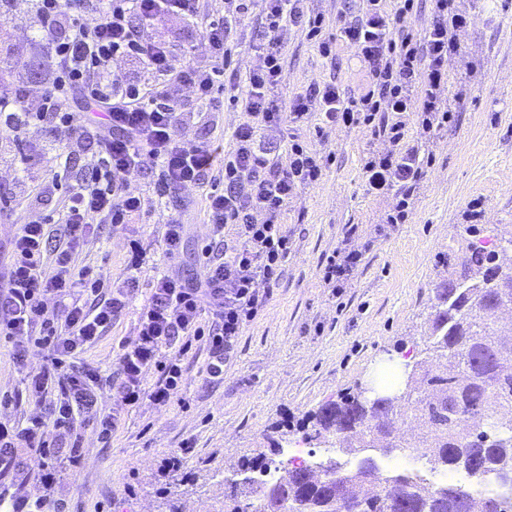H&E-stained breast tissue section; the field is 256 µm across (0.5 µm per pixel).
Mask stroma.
Listing matches in <instances>:
<instances>
[{
	"mask_svg": "<svg viewBox=\"0 0 512 512\" xmlns=\"http://www.w3.org/2000/svg\"><path fill=\"white\" fill-rule=\"evenodd\" d=\"M223 6L224 0H200V21L170 16L146 35L175 44L179 60L209 68L201 21ZM470 8L473 23L458 35L459 50L448 59L442 91L456 121L435 140L436 162L420 184L411 220L383 223L394 196L374 197L365 189L362 158L367 149L384 147L370 130L341 128L322 136L314 123L300 122L271 133L267 147L281 165L290 162L288 141L295 135L320 157L323 175L288 205L284 222L292 253L264 312L244 329L223 378L206 376L203 342L181 357L162 351L161 360L180 361L177 400L159 407L145 399L125 408L121 428L107 442L86 425L75 466L63 451L66 433L51 431L57 452L30 457L25 468L11 470L6 483L37 496L39 476L51 466L60 512H224L225 480L238 479L241 459L270 455L271 440L286 439L288 448L322 458L323 449L303 439L313 415L337 396L378 382L389 361L422 348L443 270L463 258L460 226L482 224L500 234L512 225V0H470ZM263 26L262 6L254 0L233 35L239 48L230 68L238 79L259 63L263 46L256 33ZM281 41L283 83L276 99L312 83H333L346 94L360 84L352 49L341 46L335 56L323 57L296 27L284 31ZM34 59L47 61L46 41L26 0H14L10 14L0 16V75L5 88H27L29 106L36 110L44 85L28 77L26 64ZM178 100L180 142L213 140L232 148L233 132L247 115L227 95L206 106L185 89ZM91 151L90 141L83 140L71 159H64L45 124L20 135L0 129V251L21 225L59 217L67 186L63 166L81 164ZM209 190L205 183L184 198L186 234L175 259L166 254L164 206L126 224L96 225L79 252L80 265L120 280L135 239L143 244V261L128 308L86 350L82 363L116 376L120 345L133 339L154 278L199 275L198 254L210 235L204 220ZM351 224L369 249L348 287L334 295L322 286L321 265ZM45 363L44 351L33 347L26 365L15 366L11 344L0 340V421L21 424L40 415V408L27 402L26 379ZM188 439L194 450L184 469L161 473L162 459L180 452Z\"/></svg>",
	"mask_w": 512,
	"mask_h": 512,
	"instance_id": "obj_1",
	"label": "stroma"
}]
</instances>
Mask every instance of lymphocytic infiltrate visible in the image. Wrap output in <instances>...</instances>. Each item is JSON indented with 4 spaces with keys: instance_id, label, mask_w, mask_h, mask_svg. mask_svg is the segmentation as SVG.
<instances>
[{
    "instance_id": "lymphocytic-infiltrate-1",
    "label": "lymphocytic infiltrate",
    "mask_w": 512,
    "mask_h": 512,
    "mask_svg": "<svg viewBox=\"0 0 512 512\" xmlns=\"http://www.w3.org/2000/svg\"><path fill=\"white\" fill-rule=\"evenodd\" d=\"M305 2L262 0L266 48L261 65L247 77L245 93L234 99L248 119L236 128L234 147L227 152L215 143L180 144L175 90L191 89L203 103L224 92L232 31L252 0H225L222 13L204 22L211 55L205 70L177 66L174 45L144 36L166 17L196 18V0H30L54 61L50 84L35 112L25 106V91L0 97L5 115L0 124L18 134L46 120L58 151H68L75 137L92 139L95 148L70 177L60 237L37 221L21 225L10 242L8 275L0 282V339L14 343L15 364L26 361L32 345L46 350L50 361L28 386L30 402L45 406V417L20 429L0 424L1 448H25L44 458L50 430L62 429L72 437L75 460L82 426L95 425L107 440L122 425L119 410L98 407L99 371L72 366L128 307L139 268L131 263L123 285L103 296V275L75 260L93 231L92 217L127 223L149 204L201 184L216 164L224 166L223 188L206 197L211 237L198 259L200 275L157 276L136 334L122 346L116 387L122 406L144 399L170 404L182 370L178 363L160 362L159 355L165 349L187 352L196 340L207 346L208 377H223L243 330L262 314L291 252L283 223L288 202L322 175L316 153L295 139L288 143L290 163L281 167L261 145L266 132L309 118L324 134L339 127L369 129L387 147L363 156L366 190L373 196L395 194L386 223L410 220L414 192L433 161L415 135L435 134L456 120L440 93L448 83L446 63L455 34L469 27L472 17L457 0H432L430 20L416 33L407 25L415 0H363L360 14L341 27L340 39L362 63L364 92L345 97L337 85L311 84L281 102L272 96L282 79L281 30L305 29L323 56L332 53V39L322 35L323 17L307 13ZM126 58L140 60L152 83H127L114 67ZM78 97L103 105L106 118L97 130L76 124ZM151 171L157 177L148 193L132 191L131 179ZM354 239V231H347L323 262L322 281L333 290H340L363 261ZM47 295L55 298V308L45 306ZM206 316L207 328L201 324ZM153 371L159 377L151 384L147 376Z\"/></svg>"
}]
</instances>
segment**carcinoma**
Returning a JSON list of instances; mask_svg holds the SVG:
<instances>
[{
  "label": "carcinoma",
  "instance_id": "carcinoma-1",
  "mask_svg": "<svg viewBox=\"0 0 512 512\" xmlns=\"http://www.w3.org/2000/svg\"><path fill=\"white\" fill-rule=\"evenodd\" d=\"M460 269L442 276L435 288L424 348L412 363L417 380L391 404L374 403L359 391L322 406L318 428L305 439L362 458L347 468L335 458L317 465L288 467L268 458L244 459L238 469L259 472L251 487L230 492L228 512H512L493 492L479 500L453 483L429 489L415 473H385L376 457L403 452L396 418L411 414L424 428L412 450L431 468L463 475L472 485L491 480L512 484V254L487 242L475 224L463 227Z\"/></svg>",
  "mask_w": 512,
  "mask_h": 512
}]
</instances>
